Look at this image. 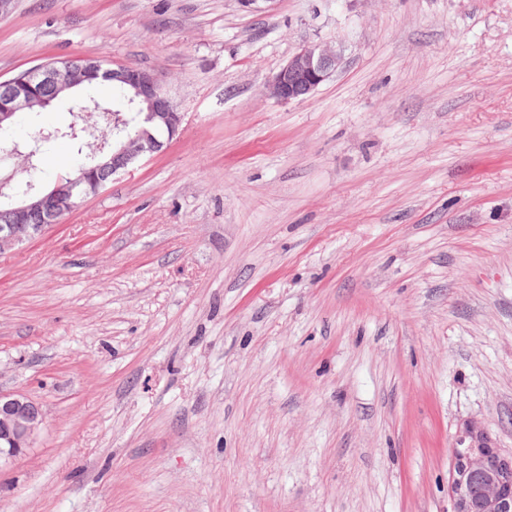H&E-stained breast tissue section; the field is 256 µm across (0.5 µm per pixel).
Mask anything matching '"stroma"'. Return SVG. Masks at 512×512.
<instances>
[{
  "label": "stroma",
  "instance_id": "35a3bbf8",
  "mask_svg": "<svg viewBox=\"0 0 512 512\" xmlns=\"http://www.w3.org/2000/svg\"><path fill=\"white\" fill-rule=\"evenodd\" d=\"M340 42L303 101L265 93ZM96 57L184 116L0 254V512H449L512 453V0H14L0 80ZM342 61L340 44L302 46L272 77L269 92L282 101L304 100L340 68ZM42 424L37 403L22 393H0V469L32 447ZM456 445L448 476L450 512H512V454H503L473 420L463 424Z\"/></svg>",
  "mask_w": 512,
  "mask_h": 512
}]
</instances>
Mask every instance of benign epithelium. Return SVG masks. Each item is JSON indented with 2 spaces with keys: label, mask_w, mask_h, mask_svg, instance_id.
<instances>
[{
  "label": "benign epithelium",
  "mask_w": 512,
  "mask_h": 512,
  "mask_svg": "<svg viewBox=\"0 0 512 512\" xmlns=\"http://www.w3.org/2000/svg\"><path fill=\"white\" fill-rule=\"evenodd\" d=\"M343 47L319 42L301 47L272 77L268 88L282 101L304 100L341 66ZM133 90L141 124L133 135L116 131L94 135L87 165L57 179L49 186L33 180L18 190L0 184V200H7V222L0 224V253L33 239L46 227L58 224L84 198L95 195L116 173L138 160L163 150L183 117L171 107L158 79L151 73L117 64L71 65V60H54L33 70L17 83L0 91V133L14 129L24 112L45 105L34 94L35 86L49 85L59 100L71 90L98 77ZM10 154L20 157L22 169H35V151L30 143L11 142ZM43 424L40 406L22 393H0V469L13 462L32 443ZM451 512H512V454L497 448L490 432L479 422L468 421L459 431L448 476Z\"/></svg>",
  "instance_id": "1"
}]
</instances>
